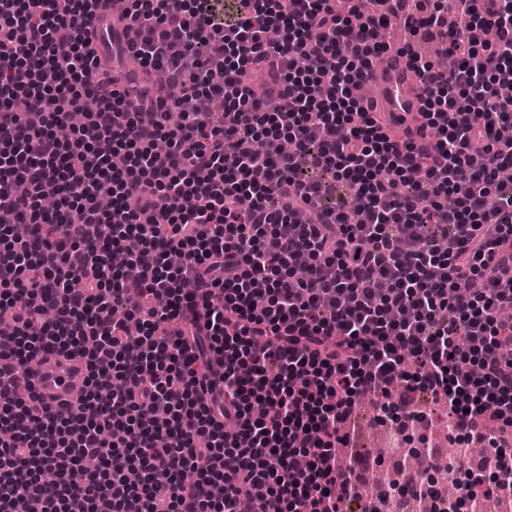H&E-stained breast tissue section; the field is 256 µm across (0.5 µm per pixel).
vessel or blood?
<instances>
[{
  "label": "vessel or blood",
  "instance_id": "b4317fda",
  "mask_svg": "<svg viewBox=\"0 0 512 512\" xmlns=\"http://www.w3.org/2000/svg\"><path fill=\"white\" fill-rule=\"evenodd\" d=\"M89 27L96 35L92 46L101 64L111 65L113 50L125 43L124 24L115 14L101 9L90 20ZM353 94L376 118L391 142L419 144L425 85L399 47L386 51L384 66L365 71ZM25 377L43 404L61 410L77 404L86 368L79 357L52 352L33 362Z\"/></svg>",
  "mask_w": 512,
  "mask_h": 512
}]
</instances>
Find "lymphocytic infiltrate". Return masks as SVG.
I'll list each match as a JSON object with an SVG mask.
<instances>
[{
    "mask_svg": "<svg viewBox=\"0 0 512 512\" xmlns=\"http://www.w3.org/2000/svg\"><path fill=\"white\" fill-rule=\"evenodd\" d=\"M102 2L0 0V512H341L356 397L427 422L399 386L444 402L458 448L483 420L512 429V0L407 18L451 55L411 59L432 131L413 153L351 94L383 50L374 17L128 0L129 96L90 49ZM257 59L275 106L247 83ZM49 351L86 361L65 415L7 388Z\"/></svg>",
    "mask_w": 512,
    "mask_h": 512,
    "instance_id": "1",
    "label": "lymphocytic infiltrate"
}]
</instances>
